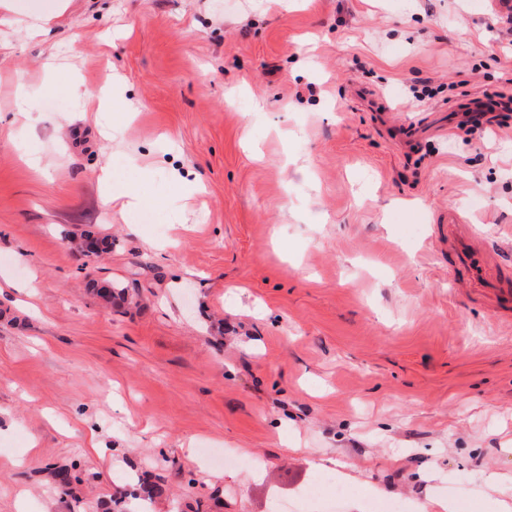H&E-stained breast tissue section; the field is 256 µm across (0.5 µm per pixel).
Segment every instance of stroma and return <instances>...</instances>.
<instances>
[{
  "label": "stroma",
  "instance_id": "obj_1",
  "mask_svg": "<svg viewBox=\"0 0 512 512\" xmlns=\"http://www.w3.org/2000/svg\"><path fill=\"white\" fill-rule=\"evenodd\" d=\"M40 2L0 7V512H102L135 470L150 512H274L316 459L325 512L511 505L500 0H62L36 34ZM115 81L108 126L49 108ZM112 202L118 207L121 215L145 208L148 203L135 189L123 188L112 194ZM51 476L55 487L62 496L77 499L75 496V489L76 485L81 483V479L73 471V468H55L52 471Z\"/></svg>",
  "mask_w": 512,
  "mask_h": 512
}]
</instances>
